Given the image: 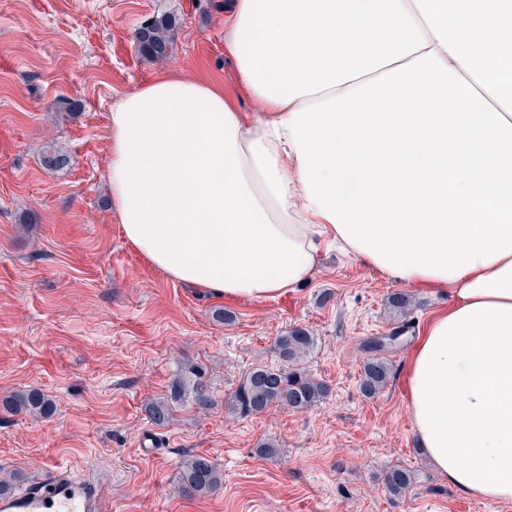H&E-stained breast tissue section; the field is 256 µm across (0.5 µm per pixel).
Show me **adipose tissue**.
I'll use <instances>...</instances> for the list:
<instances>
[{"instance_id": "1", "label": "adipose tissue", "mask_w": 512, "mask_h": 512, "mask_svg": "<svg viewBox=\"0 0 512 512\" xmlns=\"http://www.w3.org/2000/svg\"><path fill=\"white\" fill-rule=\"evenodd\" d=\"M223 89L162 74L112 106L125 241L177 282L262 300L322 241L447 308L408 358L419 446L512 502V0H233Z\"/></svg>"}]
</instances>
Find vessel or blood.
Returning a JSON list of instances; mask_svg holds the SVG:
<instances>
[{
    "label": "vessel or blood",
    "instance_id": "b4317fda",
    "mask_svg": "<svg viewBox=\"0 0 512 512\" xmlns=\"http://www.w3.org/2000/svg\"><path fill=\"white\" fill-rule=\"evenodd\" d=\"M0 512H112V505L99 479L55 464L35 485L0 496Z\"/></svg>",
    "mask_w": 512,
    "mask_h": 512
}]
</instances>
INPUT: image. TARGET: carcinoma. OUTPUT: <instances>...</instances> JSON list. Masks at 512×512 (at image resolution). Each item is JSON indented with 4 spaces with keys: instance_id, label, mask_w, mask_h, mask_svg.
Returning <instances> with one entry per match:
<instances>
[{
    "instance_id": "cac0c4a2",
    "label": "carcinoma",
    "mask_w": 512,
    "mask_h": 512,
    "mask_svg": "<svg viewBox=\"0 0 512 512\" xmlns=\"http://www.w3.org/2000/svg\"><path fill=\"white\" fill-rule=\"evenodd\" d=\"M169 30L170 24L165 19H156L142 27L136 36L140 51L155 61L167 59L174 51ZM41 163L50 169L62 168L69 164V156L50 148L42 155ZM315 348L316 337L305 327H293L281 333L275 338V349L282 365H260L248 371L228 398L231 409L241 416H251L273 406L303 410L317 403L326 395L327 387L304 366ZM383 350L382 346L371 348L372 355L362 365L361 390L368 397L380 393L391 377V364L380 355ZM187 400L200 410H207L212 405L199 367H192L187 374L177 378L171 385L169 396L147 403L145 411L154 425L165 427L172 416V405ZM6 407L15 413L46 415L52 411L53 402L43 393L28 391L13 395ZM223 478L217 464L202 454L187 455L178 474L182 491L197 497L211 493ZM412 483V473L403 467L395 466L386 474V486L394 494L406 492Z\"/></svg>"
}]
</instances>
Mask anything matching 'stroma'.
I'll list each match as a JSON object with an SVG mask.
<instances>
[{
  "label": "stroma",
  "mask_w": 512,
  "mask_h": 512,
  "mask_svg": "<svg viewBox=\"0 0 512 512\" xmlns=\"http://www.w3.org/2000/svg\"><path fill=\"white\" fill-rule=\"evenodd\" d=\"M231 0H0V402L39 390L50 416L0 406V471L31 481L50 464L105 478L112 512H512L470 498L431 465L403 394L405 362L448 293L405 289L329 249L295 292L226 299L168 278L125 242L111 209L107 170L113 103L162 73L236 90L224 54ZM171 20L173 55L152 61L136 33ZM68 99L77 112H58ZM69 165L45 168L47 146ZM408 292L407 317L389 303ZM409 321L386 356L389 384L360 390L365 344ZM302 326L317 339L306 361L328 389L301 411L248 417L227 399L255 366H277L274 341ZM200 365L214 399L206 411L174 407L158 427L148 401L166 397L185 367ZM274 441L277 451L258 446ZM191 453L213 457L222 485L182 493ZM412 471L391 494L392 466Z\"/></svg>",
  "instance_id": "stroma-1"
}]
</instances>
